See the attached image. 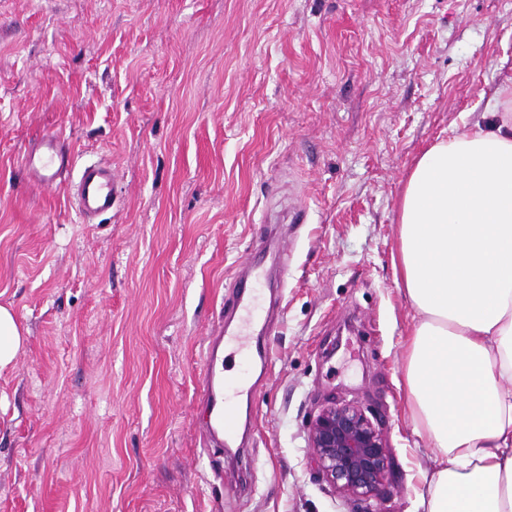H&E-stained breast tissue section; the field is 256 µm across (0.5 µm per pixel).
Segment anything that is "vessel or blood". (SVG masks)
I'll list each match as a JSON object with an SVG mask.
<instances>
[{"mask_svg":"<svg viewBox=\"0 0 512 512\" xmlns=\"http://www.w3.org/2000/svg\"><path fill=\"white\" fill-rule=\"evenodd\" d=\"M73 157L64 139L47 134L27 150L24 162L30 178L43 186H56L62 174L72 165ZM115 186L111 166L104 163L83 165L75 179L74 202L83 221L108 213L112 209ZM268 274L258 259H250L235 273L236 299L232 314L238 320L236 329L218 330L209 341L202 363L201 400L203 428L207 437L234 439L240 420V399L252 390L254 363L260 355L251 336L255 330L268 327L265 290ZM238 358L235 373H226L225 354Z\"/></svg>","mask_w":512,"mask_h":512,"instance_id":"vessel-or-blood-1","label":"vessel or blood"}]
</instances>
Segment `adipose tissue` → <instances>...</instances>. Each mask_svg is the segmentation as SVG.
I'll use <instances>...</instances> for the list:
<instances>
[{"label":"adipose tissue","mask_w":512,"mask_h":512,"mask_svg":"<svg viewBox=\"0 0 512 512\" xmlns=\"http://www.w3.org/2000/svg\"><path fill=\"white\" fill-rule=\"evenodd\" d=\"M393 267L416 311L404 376L438 456L423 512H512V113L437 141L399 203Z\"/></svg>","instance_id":"adipose-tissue-1"}]
</instances>
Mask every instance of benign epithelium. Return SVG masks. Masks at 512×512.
Segmentation results:
<instances>
[{"instance_id":"obj_1","label":"benign epithelium","mask_w":512,"mask_h":512,"mask_svg":"<svg viewBox=\"0 0 512 512\" xmlns=\"http://www.w3.org/2000/svg\"><path fill=\"white\" fill-rule=\"evenodd\" d=\"M309 441L318 473L353 499L354 512H376L371 500L385 493L394 471L379 427L358 406L332 402L311 421Z\"/></svg>"}]
</instances>
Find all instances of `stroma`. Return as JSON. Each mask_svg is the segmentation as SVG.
I'll return each instance as SVG.
<instances>
[{
  "label": "stroma",
  "mask_w": 512,
  "mask_h": 512,
  "mask_svg": "<svg viewBox=\"0 0 512 512\" xmlns=\"http://www.w3.org/2000/svg\"><path fill=\"white\" fill-rule=\"evenodd\" d=\"M512 81V0H0V512H351L317 473L331 401L380 417L377 512H416L436 455L403 367L399 201L419 155ZM104 161L83 223L20 158ZM304 224L277 218L293 203ZM291 239L239 447L206 445L201 364L234 272ZM72 161L65 140L58 134L42 136L24 157L30 178L41 186H58L61 175L72 166ZM22 344V329L13 313L0 306V371L13 363Z\"/></svg>",
  "instance_id": "stroma-1"
}]
</instances>
